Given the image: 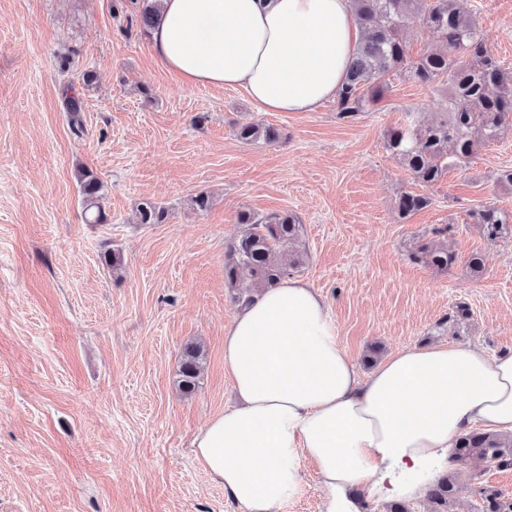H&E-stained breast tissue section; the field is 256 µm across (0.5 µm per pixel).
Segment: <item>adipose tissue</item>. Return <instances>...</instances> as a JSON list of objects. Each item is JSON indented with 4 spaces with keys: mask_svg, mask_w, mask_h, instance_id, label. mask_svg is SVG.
<instances>
[{
    "mask_svg": "<svg viewBox=\"0 0 512 512\" xmlns=\"http://www.w3.org/2000/svg\"><path fill=\"white\" fill-rule=\"evenodd\" d=\"M360 38L351 0H162L151 33L191 87L241 88L264 112L335 99ZM238 397L194 439L195 459L241 512H275L315 462L322 512H360L357 492L414 498L473 425L512 433V351L403 348L363 374L327 305L285 278L255 294L224 335Z\"/></svg>",
    "mask_w": 512,
    "mask_h": 512,
    "instance_id": "adipose-tissue-1",
    "label": "adipose tissue"
}]
</instances>
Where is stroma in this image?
Returning <instances> with one entry per match:
<instances>
[{
  "instance_id": "stroma-1",
  "label": "stroma",
  "mask_w": 512,
  "mask_h": 512,
  "mask_svg": "<svg viewBox=\"0 0 512 512\" xmlns=\"http://www.w3.org/2000/svg\"><path fill=\"white\" fill-rule=\"evenodd\" d=\"M512 71V0H465ZM84 104L74 132L64 98ZM443 85L391 76L355 120L336 101L263 112L240 88L189 87L156 57L131 0H0V512H241L195 461L192 440L234 400L224 333L237 311L224 281L239 212L291 213L305 227L293 277L324 298L339 343L364 355L414 345L512 350V238L470 214L512 210V130L452 160L430 207L400 218L415 190L386 148L408 110L445 109ZM278 129L246 144L241 125ZM103 184L107 223H87L78 175ZM206 192L199 212L192 196ZM167 209L141 224L139 204ZM452 225L456 264L438 272L409 250ZM120 253L112 271L103 254ZM485 264L481 278L466 265ZM472 316L458 333L457 303ZM204 350L199 385H177L183 348ZM280 512H322L317 468Z\"/></svg>"
}]
</instances>
